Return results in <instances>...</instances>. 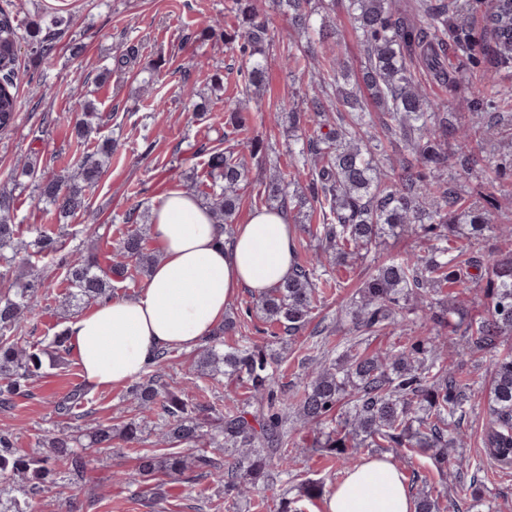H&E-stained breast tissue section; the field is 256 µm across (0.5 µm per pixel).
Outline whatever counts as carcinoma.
<instances>
[{
	"mask_svg": "<svg viewBox=\"0 0 512 512\" xmlns=\"http://www.w3.org/2000/svg\"><path fill=\"white\" fill-rule=\"evenodd\" d=\"M490 2L491 53L495 65L507 67L512 64V9L501 0ZM277 6L288 10L292 27L304 37V69L318 75L321 94L303 106L289 104L291 128L310 122L314 129L293 157L289 177L278 173L266 182V202L299 214L308 206L318 208L320 223L300 224L303 233L317 239L318 251L295 262L286 281L254 298V308L279 334L297 335L313 319L325 264H363L379 239L408 228L426 248L367 273L346 315L354 331L367 337L393 334L416 322L427 335L409 336L379 353L351 342L336 358L319 363L302 387L289 389L265 351L224 348V335L236 330V321L227 318L201 343L191 384L204 392L210 381L224 376L244 385L251 396L221 410L168 391L151 374L130 390L135 407L156 413L151 423L134 416L117 428L99 425L75 434L49 430L38 442L42 452L33 454L19 453L12 434L0 430V512H31L33 498L51 490L59 474L80 479L99 449L115 441L131 447L150 432L171 451L138 458L145 480L159 472L182 483L210 476L233 500L247 497L260 482L286 485L296 477L285 430L290 411L313 433L312 447L344 464L362 448H391L406 463L419 455L443 474L450 466L459 470L463 460L449 457L448 450L463 447L466 405L475 389L448 364L444 328L459 337L468 358L489 357L488 383L479 385L487 396L484 446L492 457L512 460V350L499 352L512 338V250L483 247L492 234L512 243V227L499 223L512 207V157L495 147L512 116L498 111L501 91L489 76L469 104V125H454L429 102L415 76L419 60L442 83L457 84L460 74L443 66L441 48L451 38L471 60L479 43L459 33L445 0H414L405 16L396 0H349L354 32L365 52L362 83L351 84L345 61L317 50L333 32L329 16L315 21L318 7L312 0H277ZM235 7L238 30L229 40L244 60L245 89L257 90L265 81L268 21L257 0H235ZM5 37L10 66L0 74L7 89L0 97V133L13 129L18 117L14 47L24 41L41 58L54 50L52 35L41 34L37 22H14ZM138 56V49L128 46L113 56L114 67L121 70ZM80 108L74 131L82 141L99 129L103 115L89 100ZM376 125L401 139L415 161L397 164L383 157L382 143L370 132ZM113 151L111 139L99 140L73 172L49 173L29 158L15 166L10 180L17 186L29 179L38 202L62 221L85 210L87 192L101 180ZM452 159L466 175L478 160L486 161L495 174L492 191L462 194L445 175ZM205 165L201 200L227 233L246 168L235 152L220 148L208 150ZM292 185L296 190L291 192ZM16 210L14 189L0 188V407L28 395L29 384L45 374L46 364L59 362L69 351L64 329L46 345L22 335L27 314L41 302L44 281L23 280L17 269L35 255L58 252L63 242L42 226L32 228L34 240H24ZM144 215L138 204L125 212L112 250L88 247L71 254L67 305L99 303L113 296L114 285L149 274L159 253L147 247L139 224ZM470 283L482 295L484 308L477 314L463 298ZM450 287L455 292L448 293ZM86 403V392L75 388L54 402L53 411L73 416ZM295 489V497L278 498L276 512H298L297 503L321 497L324 486L309 479ZM415 502L416 512H450L455 506L450 491L426 484L417 489Z\"/></svg>",
	"mask_w": 512,
	"mask_h": 512,
	"instance_id": "obj_1",
	"label": "carcinoma"
}]
</instances>
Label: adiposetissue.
I'll list each match as a JSON object with an SVG mask.
<instances>
[{
    "label": "adipose tissue",
    "mask_w": 512,
    "mask_h": 512,
    "mask_svg": "<svg viewBox=\"0 0 512 512\" xmlns=\"http://www.w3.org/2000/svg\"><path fill=\"white\" fill-rule=\"evenodd\" d=\"M160 258L141 290L72 319L68 335L86 385L120 386L143 376L158 350L190 349L221 326L240 289L260 294L294 268V228L282 211L257 209L232 236L191 192H168L152 212ZM322 512H415L405 474L388 458L356 463Z\"/></svg>",
    "instance_id": "ef3b65f1"
}]
</instances>
